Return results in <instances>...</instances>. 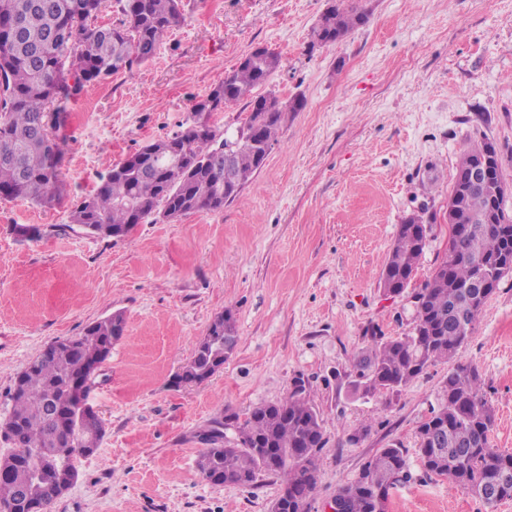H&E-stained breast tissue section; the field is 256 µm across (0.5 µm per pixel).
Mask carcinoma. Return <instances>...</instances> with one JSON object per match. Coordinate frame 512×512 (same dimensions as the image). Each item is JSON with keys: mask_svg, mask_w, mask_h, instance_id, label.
Instances as JSON below:
<instances>
[{"mask_svg": "<svg viewBox=\"0 0 512 512\" xmlns=\"http://www.w3.org/2000/svg\"><path fill=\"white\" fill-rule=\"evenodd\" d=\"M122 19L113 26L97 24L101 0H0V198L28 199L50 205L60 196L63 149L59 131L69 105L88 88L107 82L120 71L151 60L159 45L184 16L181 0H119ZM330 17L313 31L321 44H334L368 20L355 0H338ZM277 52L264 49L225 73L192 108L194 119L176 134L178 151L157 154L147 144L112 168L94 193L71 206L72 223L86 232L121 239L135 225L152 219L172 221L195 212L224 208L263 166L268 151L254 146L276 141L283 114L303 107L296 98L259 116L253 91L279 67ZM248 101L249 116L232 134L208 122L229 104ZM236 147L237 184L224 189V175L200 165L212 158L213 144ZM488 143L463 152L448 194L449 254L419 293L409 334L374 337L356 365L354 392L363 397L399 393L429 365L452 360L471 334L480 309L469 284L482 274L495 283L512 274V214L506 209L507 187L500 160H495L486 191L468 192L462 175ZM422 217L405 218L388 254L380 281L408 286L424 252ZM125 332L121 314L87 326L66 339L62 352L43 350L21 373L11 395L10 414L0 427L13 452L0 459V512H31L19 497V486L32 491L39 512H50L67 488L63 476L75 470L81 449L96 448L102 427L84 401L74 398L72 384L87 379ZM229 352H224V342ZM237 345L232 313L212 322L195 346L190 367L175 376L178 385L201 384L213 374L214 360L229 358ZM495 410L483 393L479 370L458 363L438 395L437 407L420 424L419 459L425 471L446 476L455 486L490 499L479 488L507 476L501 499H512V453L491 445ZM235 437L224 436L227 428ZM208 448L197 467L208 482L245 486L261 475L282 478L283 491L271 512H295L307 502L325 446L321 420L307 387L291 389L285 401L254 407L245 419L236 413L217 422L205 439ZM43 448H65L50 463L39 458ZM410 478L406 455L391 444L366 462L336 494L340 512L376 510L375 492L390 494Z\"/></svg>", "mask_w": 512, "mask_h": 512, "instance_id": "obj_1", "label": "carcinoma"}]
</instances>
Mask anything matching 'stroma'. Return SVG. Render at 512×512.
<instances>
[{"label":"stroma","instance_id":"35a3bbf8","mask_svg":"<svg viewBox=\"0 0 512 512\" xmlns=\"http://www.w3.org/2000/svg\"><path fill=\"white\" fill-rule=\"evenodd\" d=\"M185 21L154 58L72 104L60 199H0V423L17 376L52 341L122 313L89 395L105 434L78 458L50 512H270L282 483L214 485L196 461L225 413L286 400L308 382L326 445L309 512L380 448L404 449L410 481L386 512H486L419 461L417 428L451 368L429 365L396 394L351 382L372 333L409 332L412 297L448 254V193L461 153L489 140L512 190V0H360L365 25L342 41L312 31L334 0H183ZM258 47L280 55L257 87L285 113L263 167L215 212L136 225L122 240L71 223L72 203L142 146L173 135L193 104ZM427 217L408 287L379 279L402 220ZM37 227L23 239L16 226ZM232 312L238 344L198 385L175 376L214 319ZM476 365L495 409L494 447L512 452V275L455 355ZM454 361V362H455ZM368 433L349 443L353 429Z\"/></svg>","mask_w":512,"mask_h":512}]
</instances>
